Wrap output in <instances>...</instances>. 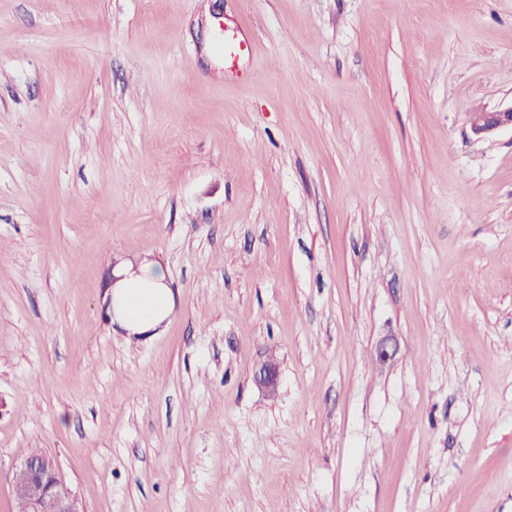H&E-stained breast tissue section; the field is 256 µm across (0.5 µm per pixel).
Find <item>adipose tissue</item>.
<instances>
[{"label":"adipose tissue","instance_id":"ef3b65f1","mask_svg":"<svg viewBox=\"0 0 512 512\" xmlns=\"http://www.w3.org/2000/svg\"><path fill=\"white\" fill-rule=\"evenodd\" d=\"M119 281L112 291L124 328L141 332L157 327L168 308L164 274L158 266L143 262L138 268H119Z\"/></svg>","mask_w":512,"mask_h":512}]
</instances>
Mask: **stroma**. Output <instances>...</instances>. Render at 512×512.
<instances>
[{"label":"stroma","mask_w":512,"mask_h":512,"mask_svg":"<svg viewBox=\"0 0 512 512\" xmlns=\"http://www.w3.org/2000/svg\"><path fill=\"white\" fill-rule=\"evenodd\" d=\"M509 108L512 0H0V512H512ZM471 122L477 134H492L505 126L512 128V108L503 111L472 112ZM118 276V277H116ZM116 276L112 272V285L106 292L102 311L110 320L115 316L112 299L122 315V326L134 332L147 331L157 327L165 317L168 308V294L164 285V274L158 266L144 261L137 270L121 267ZM119 276H124L119 280ZM119 280V281H118ZM151 303L155 310L149 317L145 316L146 305ZM16 469L25 479L13 481L12 494L25 512H84L78 496L59 483L55 464L45 452L30 450Z\"/></svg>","instance_id":"obj_1"}]
</instances>
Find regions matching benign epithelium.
Segmentation results:
<instances>
[{"label": "benign epithelium", "mask_w": 512, "mask_h": 512, "mask_svg": "<svg viewBox=\"0 0 512 512\" xmlns=\"http://www.w3.org/2000/svg\"><path fill=\"white\" fill-rule=\"evenodd\" d=\"M473 129L478 134H492L498 129L512 127V107L503 111L471 113ZM278 369L266 362L255 374L257 385L272 391L277 386ZM17 470L25 475L21 482L12 483V494L26 512H84L77 495L59 483L53 460L43 451L33 449L25 454Z\"/></svg>", "instance_id": "obj_1"}]
</instances>
